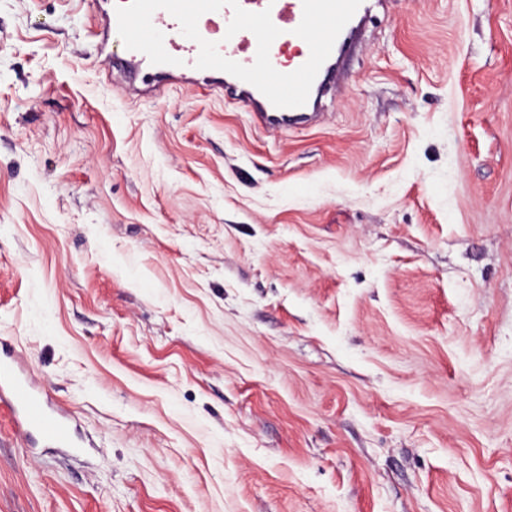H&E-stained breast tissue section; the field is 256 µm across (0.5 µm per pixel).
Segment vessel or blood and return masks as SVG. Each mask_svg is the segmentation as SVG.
Here are the masks:
<instances>
[{"label": "vessel or blood", "mask_w": 512, "mask_h": 512, "mask_svg": "<svg viewBox=\"0 0 512 512\" xmlns=\"http://www.w3.org/2000/svg\"><path fill=\"white\" fill-rule=\"evenodd\" d=\"M239 5L249 12L270 10L271 19L280 34L273 41L269 57L271 63H278L279 54L286 46L296 42L295 28L303 15L302 0H238ZM233 16L231 8L225 7L217 12H208L198 21L199 33L213 35L226 32ZM156 28L165 33L164 47L177 62L173 65L156 66L152 76L144 75V68L150 67L148 57L138 51L125 50L123 59H115L112 54H105L106 66H121L128 75L129 82H142L149 85L153 92L162 93L167 82L180 73L182 68L194 66L200 47L189 38L170 39L169 34L179 26L178 21L167 11L157 10L152 15ZM257 52V40L248 31L236 33L224 43V57L243 65H252ZM342 69L336 52L321 66L305 105L296 108L275 107L257 88L235 76L216 70L207 82L213 91H229L236 100L250 107L255 120L268 128L284 127L301 118H318L322 111V99L327 93V76H341ZM8 407L18 428L25 436L40 433L53 444L72 448L76 442L72 437L66 414L53 407L49 395L36 386L28 377L21 362L14 355L8 343H0V407Z\"/></svg>", "instance_id": "b4317fda"}]
</instances>
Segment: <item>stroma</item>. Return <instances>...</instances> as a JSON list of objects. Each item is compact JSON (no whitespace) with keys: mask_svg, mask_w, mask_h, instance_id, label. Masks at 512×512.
I'll return each mask as SVG.
<instances>
[{"mask_svg":"<svg viewBox=\"0 0 512 512\" xmlns=\"http://www.w3.org/2000/svg\"><path fill=\"white\" fill-rule=\"evenodd\" d=\"M0 0V512H512V0L373 7L317 124L128 92ZM6 405L25 437L41 433L53 444L77 448L66 414L28 377L6 341L0 343V407Z\"/></svg>","mask_w":512,"mask_h":512,"instance_id":"stroma-1","label":"stroma"}]
</instances>
